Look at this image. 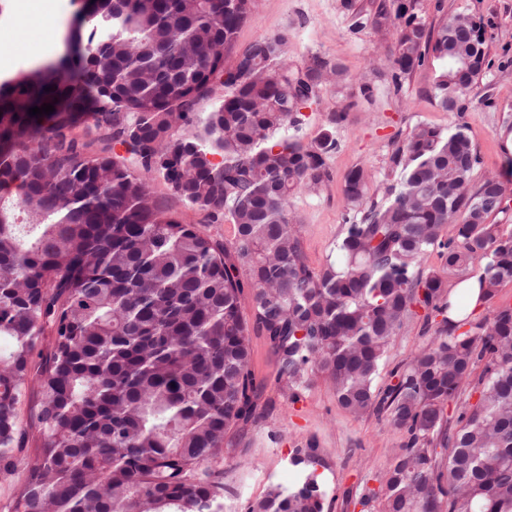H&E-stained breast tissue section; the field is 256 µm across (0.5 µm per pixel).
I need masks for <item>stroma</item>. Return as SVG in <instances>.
I'll return each mask as SVG.
<instances>
[{"mask_svg":"<svg viewBox=\"0 0 512 512\" xmlns=\"http://www.w3.org/2000/svg\"><path fill=\"white\" fill-rule=\"evenodd\" d=\"M54 11L39 14L31 24L33 36L42 37L40 57L5 46L0 51V77L12 78L39 64L57 60L66 51V37L78 0H53ZM421 15L429 26L440 25L449 16L466 12L480 18L487 44V64L470 86L466 112L443 110L431 93L430 68L415 70L394 86L388 70L387 48L368 27L358 28L354 16L345 12L341 0H254L250 20L236 37L237 49L257 39L285 31L292 38L291 55L296 62L319 55L338 62L353 80L370 82L371 100H359L347 120L336 129L338 149L328 160V177L315 192L297 194L291 209L299 222L302 247L311 267L323 265L334 250L343 225L359 221L348 210L343 189L349 170L364 165L376 180L391 173V154L396 134L407 133L417 123L443 128L465 123L480 163L473 182L485 176H502L506 195L512 200V175L505 173L501 134L512 127V0H420ZM153 189L165 208L195 225L204 235L231 245L232 224L210 223L206 212L193 209L174 197L163 180ZM242 313L251 324L249 368L263 386L257 416L238 446L224 455V510L245 512L247 503L262 498L270 486L288 485L298 472L291 464L294 449L314 443L319 455L316 472L326 491L325 512H378L372 500L391 466L395 448L403 436L391 426L387 414L371 413L356 418L337 403L334 391L322 378H313L298 400L275 380L276 365L264 333L254 328L250 298H243ZM440 314L417 310L398 333L388 351L378 388L394 381L413 354L430 339V324ZM370 497L362 505V497Z\"/></svg>","mask_w":512,"mask_h":512,"instance_id":"35a3bbf8","label":"stroma"}]
</instances>
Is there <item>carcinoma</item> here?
<instances>
[{"instance_id": "cac0c4a2", "label": "carcinoma", "mask_w": 512, "mask_h": 512, "mask_svg": "<svg viewBox=\"0 0 512 512\" xmlns=\"http://www.w3.org/2000/svg\"><path fill=\"white\" fill-rule=\"evenodd\" d=\"M251 2L99 0L83 11L91 62L0 81V486L20 481L11 512H224V449L257 392L246 287L292 400L320 374L347 413L385 410L403 434L362 504L512 512V307L458 334L443 278L423 269L436 249L452 271L479 263L488 302L512 281L503 182L472 184L465 125L418 123L394 149L381 201L367 169L349 171L344 198L361 219L344 225L336 258L311 267L291 200L328 177L333 129L357 101L343 97L304 141V110L350 77L318 55L295 63L286 32L234 52ZM366 23L391 35L394 83L429 66L440 106L463 111L486 63L480 21L461 12L432 28L419 0H392ZM44 104L54 111L28 113ZM157 178L210 223L233 224L232 248L164 208ZM414 307L443 319L378 391ZM479 365V401L450 417ZM31 384L35 433L20 415ZM318 461L314 445L296 449L299 477L246 512H324Z\"/></svg>"}]
</instances>
